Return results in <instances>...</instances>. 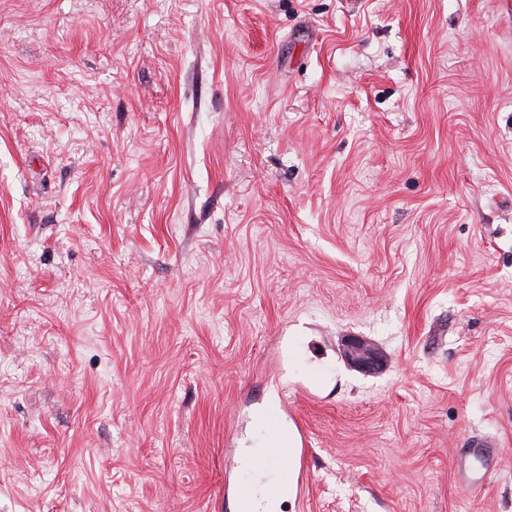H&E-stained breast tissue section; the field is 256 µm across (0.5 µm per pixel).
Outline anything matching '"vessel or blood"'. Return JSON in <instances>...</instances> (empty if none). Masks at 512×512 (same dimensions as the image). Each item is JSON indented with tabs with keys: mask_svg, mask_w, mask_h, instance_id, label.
Segmentation results:
<instances>
[{
	"mask_svg": "<svg viewBox=\"0 0 512 512\" xmlns=\"http://www.w3.org/2000/svg\"><path fill=\"white\" fill-rule=\"evenodd\" d=\"M284 413L283 406L275 404L255 409V418L262 421L272 441L254 464L259 473L268 475L271 494L289 489L300 495L304 492L301 479L307 466L306 437L301 427L284 425Z\"/></svg>",
	"mask_w": 512,
	"mask_h": 512,
	"instance_id": "vessel-or-blood-1",
	"label": "vessel or blood"
}]
</instances>
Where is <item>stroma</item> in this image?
Listing matches in <instances>:
<instances>
[{
	"label": "stroma",
	"instance_id": "35a3bbf8",
	"mask_svg": "<svg viewBox=\"0 0 512 512\" xmlns=\"http://www.w3.org/2000/svg\"><path fill=\"white\" fill-rule=\"evenodd\" d=\"M275 398L278 512H512V0H0V512H222ZM344 354L350 363L365 372L376 371L380 367V356L360 337L352 336L345 340ZM284 413L283 406L275 404L255 409L254 418L262 421L272 441L268 448H261L254 464L257 472L271 477L266 482L272 495L290 487L301 498L304 495L301 479L307 466L306 437L298 424L292 428L284 425Z\"/></svg>",
	"mask_w": 512,
	"mask_h": 512
}]
</instances>
